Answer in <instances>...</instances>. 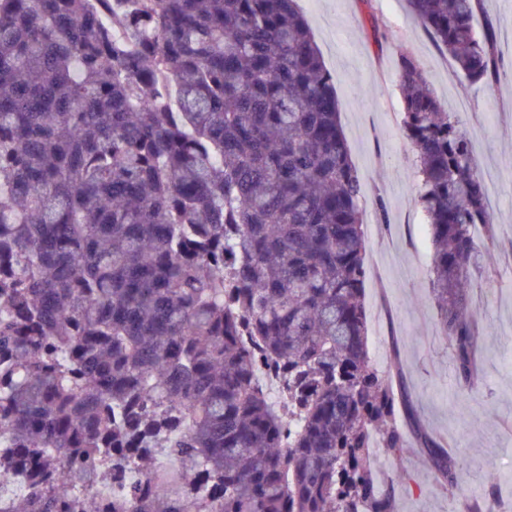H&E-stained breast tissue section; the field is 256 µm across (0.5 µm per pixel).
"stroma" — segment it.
I'll return each instance as SVG.
<instances>
[{
    "mask_svg": "<svg viewBox=\"0 0 512 512\" xmlns=\"http://www.w3.org/2000/svg\"><path fill=\"white\" fill-rule=\"evenodd\" d=\"M298 7L335 79L344 137L364 185L371 270L364 305L371 319L389 318L388 328L368 326L373 365L394 392L408 393L424 429L459 451L456 480L446 487L425 449L408 438L387 475L398 512H463L473 500L496 512L500 500H512V0H483L475 15L476 27L489 23L496 33L500 68L491 84L467 82L406 0H298ZM404 52L471 134L498 226L491 258L473 274L481 358L471 390L456 376L431 290L434 251L417 197L415 152L403 132ZM380 202L386 226L378 222Z\"/></svg>",
    "mask_w": 512,
    "mask_h": 512,
    "instance_id": "35a3bbf8",
    "label": "stroma"
}]
</instances>
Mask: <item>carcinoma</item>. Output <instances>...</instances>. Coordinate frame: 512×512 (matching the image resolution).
I'll return each mask as SVG.
<instances>
[{
	"mask_svg": "<svg viewBox=\"0 0 512 512\" xmlns=\"http://www.w3.org/2000/svg\"><path fill=\"white\" fill-rule=\"evenodd\" d=\"M481 0H408L469 82ZM403 125L458 379L496 238L472 141L401 55ZM362 182L296 0H0V512H397ZM280 365V400L259 383ZM453 480L448 444L415 430ZM155 476L102 510L86 483ZM128 481H137L145 491H150L154 485L147 476L129 472L127 470L112 469L110 464L103 472L99 473L96 478L89 481L88 487L99 497H109L112 494V487Z\"/></svg>",
	"mask_w": 512,
	"mask_h": 512,
	"instance_id": "1",
	"label": "carcinoma"
}]
</instances>
